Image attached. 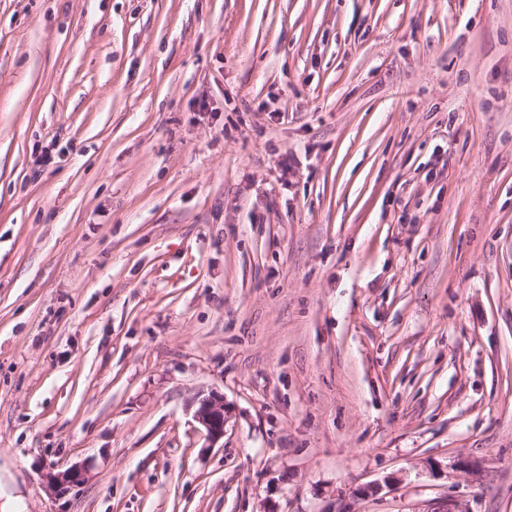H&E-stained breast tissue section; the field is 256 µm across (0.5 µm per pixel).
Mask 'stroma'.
<instances>
[{
    "mask_svg": "<svg viewBox=\"0 0 512 512\" xmlns=\"http://www.w3.org/2000/svg\"><path fill=\"white\" fill-rule=\"evenodd\" d=\"M4 502L512 512V0H0ZM195 417L205 428L208 440L218 442L224 436V397L212 394L199 399Z\"/></svg>",
    "mask_w": 512,
    "mask_h": 512,
    "instance_id": "stroma-1",
    "label": "stroma"
}]
</instances>
